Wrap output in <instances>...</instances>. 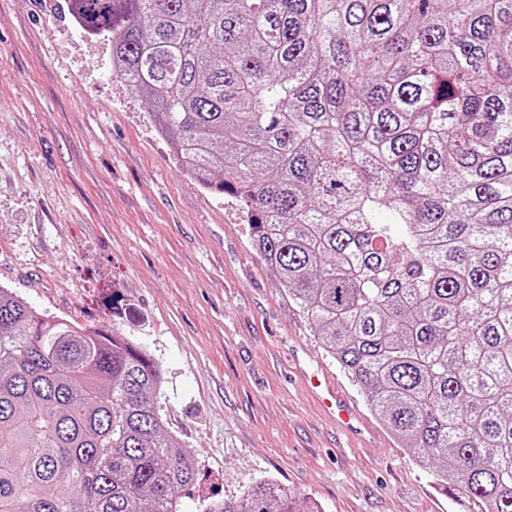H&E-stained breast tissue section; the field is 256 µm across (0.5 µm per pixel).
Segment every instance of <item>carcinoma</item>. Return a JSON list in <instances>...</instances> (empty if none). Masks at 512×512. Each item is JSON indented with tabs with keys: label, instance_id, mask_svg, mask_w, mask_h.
<instances>
[{
	"label": "carcinoma",
	"instance_id": "cac0c4a2",
	"mask_svg": "<svg viewBox=\"0 0 512 512\" xmlns=\"http://www.w3.org/2000/svg\"><path fill=\"white\" fill-rule=\"evenodd\" d=\"M384 425L512 512V0H69ZM158 363L0 288V512H180ZM203 512H300L263 478Z\"/></svg>",
	"mask_w": 512,
	"mask_h": 512
}]
</instances>
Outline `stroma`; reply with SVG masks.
I'll return each instance as SVG.
<instances>
[{
  "label": "stroma",
  "mask_w": 512,
  "mask_h": 512,
  "mask_svg": "<svg viewBox=\"0 0 512 512\" xmlns=\"http://www.w3.org/2000/svg\"><path fill=\"white\" fill-rule=\"evenodd\" d=\"M0 286L147 348L164 429L197 459L181 512L258 479L321 512H465L369 409L252 246L233 198L187 176L68 0H0ZM325 372L364 438L328 422Z\"/></svg>",
  "instance_id": "stroma-1"
}]
</instances>
